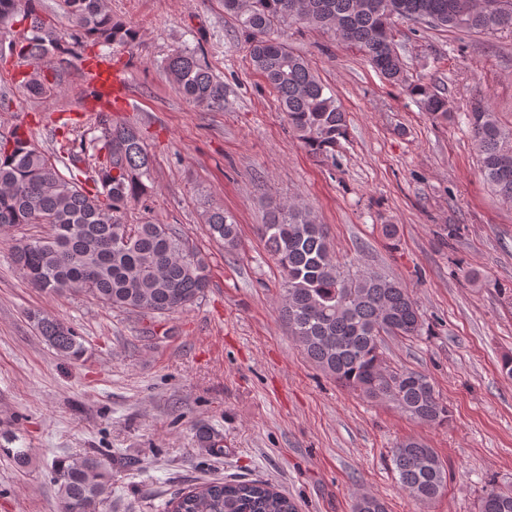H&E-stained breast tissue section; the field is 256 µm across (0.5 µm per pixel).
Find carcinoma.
<instances>
[{"mask_svg":"<svg viewBox=\"0 0 512 512\" xmlns=\"http://www.w3.org/2000/svg\"><path fill=\"white\" fill-rule=\"evenodd\" d=\"M40 0H0V22L23 13L29 26L8 49L22 58L75 56L76 48L131 44L136 31L106 10L104 0H64L76 34L60 35L38 12ZM248 37L249 59L275 93L294 137L311 154L336 161L346 137V113L313 74L309 62L293 54L275 29L290 22L331 32L361 50L385 80L403 87L433 118L451 116L448 97L435 85L408 76L394 44V19H432L436 28L495 32L512 29V0H224ZM165 67L183 97L212 108L224 106V82L205 58L192 51L169 55ZM36 97L54 84L34 74L20 81ZM481 157L482 175L501 200L512 204V129H505L481 103L466 113ZM106 160L88 187L81 155H69L62 173L17 126L0 137V238L23 224H46L50 232L17 239L12 258L28 283L46 293H82L123 312L164 315L184 310L205 295L210 280L204 257L169 224L143 218L128 222L131 207L150 211L152 158L139 129L99 119ZM210 235L233 251L239 225L222 207L208 212ZM281 273L278 313L310 361L338 384L391 404L427 426H443L450 412L424 373L386 364V336H420L424 322L416 301L400 282L380 273H353L336 264L325 227L296 204H275L260 227ZM40 336L62 357L82 359V337L63 321L32 311ZM0 452L26 466L30 449L12 448L16 436H0ZM199 447L224 452L222 439L200 424ZM400 488L428 504L444 489L447 472L434 449L408 438L391 449ZM112 456L100 450L54 460L50 482L58 512H99L111 494ZM166 512H297V505L271 483L256 479L203 482L169 499ZM353 512H387L377 497L356 498ZM479 512H512V490L495 484L483 490Z\"/></svg>","mask_w":512,"mask_h":512,"instance_id":"carcinoma-1","label":"carcinoma"}]
</instances>
